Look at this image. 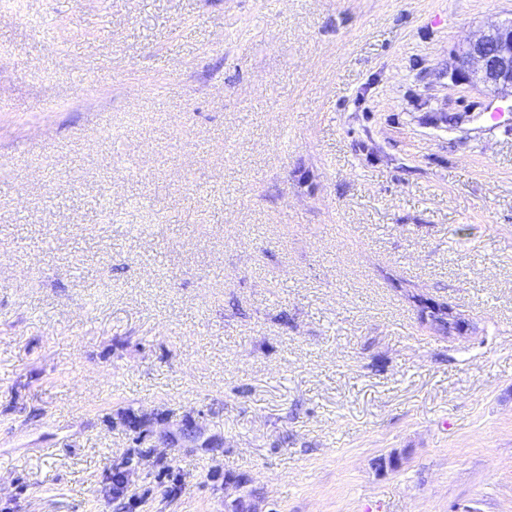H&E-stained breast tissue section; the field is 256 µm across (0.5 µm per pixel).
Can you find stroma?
Here are the masks:
<instances>
[{
  "label": "stroma",
  "mask_w": 512,
  "mask_h": 512,
  "mask_svg": "<svg viewBox=\"0 0 512 512\" xmlns=\"http://www.w3.org/2000/svg\"><path fill=\"white\" fill-rule=\"evenodd\" d=\"M507 19L0 0V512H512ZM456 59V70L473 86L512 96V22L482 31Z\"/></svg>",
  "instance_id": "stroma-1"
}]
</instances>
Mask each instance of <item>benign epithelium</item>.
<instances>
[{
	"instance_id": "1",
	"label": "benign epithelium",
	"mask_w": 512,
	"mask_h": 512,
	"mask_svg": "<svg viewBox=\"0 0 512 512\" xmlns=\"http://www.w3.org/2000/svg\"><path fill=\"white\" fill-rule=\"evenodd\" d=\"M456 70L464 80L496 93L512 94V22L495 25L470 40L457 55ZM468 320L448 311V335H463Z\"/></svg>"
}]
</instances>
